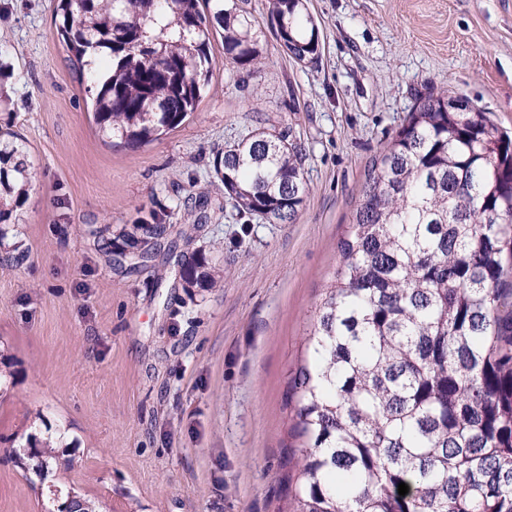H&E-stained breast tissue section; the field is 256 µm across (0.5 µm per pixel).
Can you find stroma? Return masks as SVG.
Wrapping results in <instances>:
<instances>
[{"label": "stroma", "instance_id": "obj_1", "mask_svg": "<svg viewBox=\"0 0 512 512\" xmlns=\"http://www.w3.org/2000/svg\"><path fill=\"white\" fill-rule=\"evenodd\" d=\"M55 8L0 0V127L34 172L7 224L26 257L0 264V512H59L71 492L96 512H294L287 397L367 170L430 91L512 136V0H307L305 63L248 0L258 62L232 69L213 36L196 111L135 150L99 136ZM255 129L305 149L293 222L238 214L213 182V149ZM154 210L170 228L153 259L115 265L99 239ZM198 248L220 287L176 279L173 255ZM49 438L40 472L27 454Z\"/></svg>", "mask_w": 512, "mask_h": 512}]
</instances>
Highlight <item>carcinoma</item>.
Wrapping results in <instances>:
<instances>
[{
  "label": "carcinoma",
  "instance_id": "carcinoma-1",
  "mask_svg": "<svg viewBox=\"0 0 512 512\" xmlns=\"http://www.w3.org/2000/svg\"><path fill=\"white\" fill-rule=\"evenodd\" d=\"M57 33L92 93L94 122L130 149L178 128L213 68L260 57L256 26L232 0H58ZM280 47L312 60L306 0H270ZM302 145L251 130L214 153L233 206L292 222L307 194ZM26 146L0 131L2 228L31 183ZM164 213L119 233L145 255ZM340 261L291 387L300 440L296 512H512V139L448 93L419 96L366 174ZM185 288H215L202 249ZM409 492L398 494V484Z\"/></svg>",
  "mask_w": 512,
  "mask_h": 512
}]
</instances>
